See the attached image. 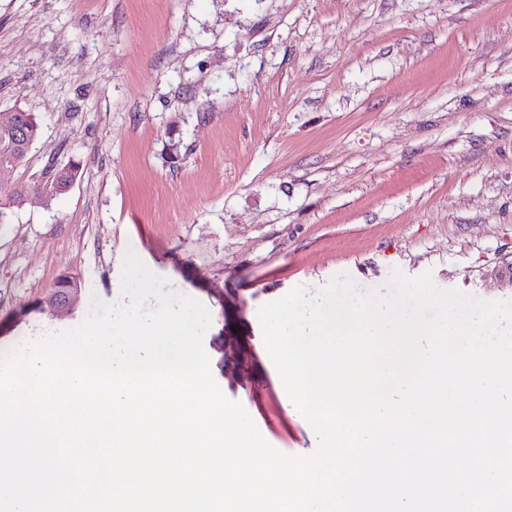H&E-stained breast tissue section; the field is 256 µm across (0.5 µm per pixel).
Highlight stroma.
I'll return each mask as SVG.
<instances>
[{
	"instance_id": "stroma-1",
	"label": "stroma",
	"mask_w": 512,
	"mask_h": 512,
	"mask_svg": "<svg viewBox=\"0 0 512 512\" xmlns=\"http://www.w3.org/2000/svg\"><path fill=\"white\" fill-rule=\"evenodd\" d=\"M16 107L41 136L0 195L80 169L0 225V349L84 320L39 310L61 274L119 301L133 249L208 309L223 394L307 455L260 306L395 269L512 300V0H0ZM78 169L79 165L75 162H70L59 168L52 164L48 167L40 180L21 183L18 199H21L24 195L30 192H43L47 189H51L55 181L59 184L73 182L76 179Z\"/></svg>"
}]
</instances>
